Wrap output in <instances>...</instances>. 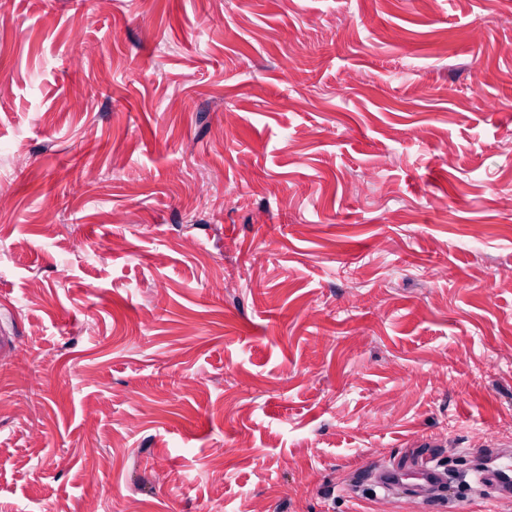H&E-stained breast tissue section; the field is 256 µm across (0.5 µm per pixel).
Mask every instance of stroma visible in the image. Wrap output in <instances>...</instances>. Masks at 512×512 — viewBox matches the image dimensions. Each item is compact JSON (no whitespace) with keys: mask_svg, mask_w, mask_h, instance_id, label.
<instances>
[{"mask_svg":"<svg viewBox=\"0 0 512 512\" xmlns=\"http://www.w3.org/2000/svg\"><path fill=\"white\" fill-rule=\"evenodd\" d=\"M0 196V512H512V0H0ZM430 463L431 461H426L408 470L395 465H385L379 470L380 486L392 490L414 486H446L447 473ZM406 476H410L414 481L406 482Z\"/></svg>","mask_w":512,"mask_h":512,"instance_id":"stroma-1","label":"stroma"}]
</instances>
